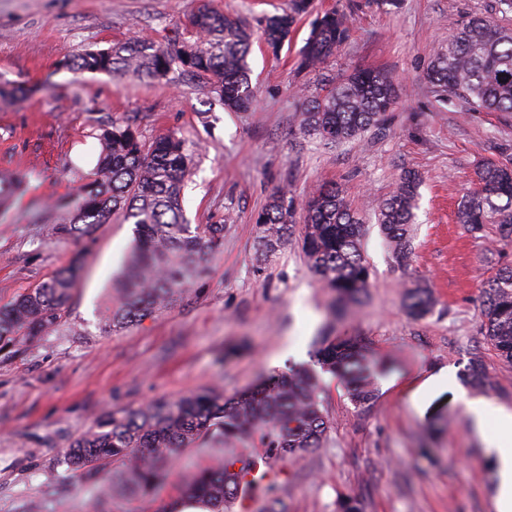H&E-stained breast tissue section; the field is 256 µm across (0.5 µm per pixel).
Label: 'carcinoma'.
Segmentation results:
<instances>
[{
	"instance_id": "obj_1",
	"label": "carcinoma",
	"mask_w": 512,
	"mask_h": 512,
	"mask_svg": "<svg viewBox=\"0 0 512 512\" xmlns=\"http://www.w3.org/2000/svg\"><path fill=\"white\" fill-rule=\"evenodd\" d=\"M312 9V0H288L281 12L265 16L261 23L265 48L279 53ZM186 26L193 34L190 40L174 39L164 45L131 40L87 50L65 60L64 67L74 74L185 73L217 93L225 110L250 106L255 92L247 57L253 31L247 20L207 6L191 13ZM348 35L345 14L328 10L317 15L298 68L321 72ZM425 80L435 92L474 111L511 115L512 29L487 16L462 21L434 51ZM29 93L22 84L0 81L1 102L20 101ZM399 96V85L379 70L355 68L339 78H323L303 99L296 135L336 144L359 139L384 121ZM100 137L105 151L96 165L98 179L82 190L75 221L51 224L48 230L56 236L85 238L94 225L116 211L136 224V247L113 285V305L107 307L103 321L108 329L127 328L194 285L209 257L224 245V225L186 223L181 194L190 158L176 134L148 142L131 125L113 123L102 129ZM25 180L22 172L0 170V206L23 188ZM477 181L479 189L458 208V222L472 233L497 224L500 238L512 241V163L484 164ZM420 186V175L408 170L374 208L380 231L401 264L414 254L411 226ZM295 227L294 200L281 189L256 219L264 255L274 253ZM363 235L360 211L340 187L326 185L306 202L301 251L331 293L332 308L339 314L361 301L369 286ZM80 270L75 256L49 280L19 294L9 310L0 311V352L15 353L61 324ZM404 303L415 318L427 316L434 305L430 290L420 284L406 291ZM481 314L490 345L512 363V267L484 283ZM386 370L383 363L369 359L361 339L336 341L327 336L312 363L290 365L232 397L205 388L177 399L102 412L66 449L61 463L82 472L95 496L107 500L118 489L133 494L154 490L166 479L173 457L187 448L217 444L220 452L181 485V497L208 512H224V505L255 494L275 505L277 481L257 469L248 447L261 449L273 461L319 447L330 424L320 398L322 374L340 377L350 401L368 407L377 396V377ZM468 380L475 388L490 385L481 360L471 362ZM105 459L123 467L117 479L98 477L99 463Z\"/></svg>"
}]
</instances>
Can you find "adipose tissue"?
<instances>
[{"instance_id": "adipose-tissue-1", "label": "adipose tissue", "mask_w": 512, "mask_h": 512, "mask_svg": "<svg viewBox=\"0 0 512 512\" xmlns=\"http://www.w3.org/2000/svg\"><path fill=\"white\" fill-rule=\"evenodd\" d=\"M446 392L464 401L476 431L487 447L495 451V509L496 512H512V454L507 451L512 445V410L501 408L493 412L484 399L465 396L453 376L444 369L414 385L410 398L422 411L433 398Z\"/></svg>"}]
</instances>
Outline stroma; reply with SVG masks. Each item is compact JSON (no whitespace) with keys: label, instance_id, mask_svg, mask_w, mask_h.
Instances as JSON below:
<instances>
[{"label":"stroma","instance_id":"obj_1","mask_svg":"<svg viewBox=\"0 0 512 512\" xmlns=\"http://www.w3.org/2000/svg\"><path fill=\"white\" fill-rule=\"evenodd\" d=\"M205 4L254 24L287 0H0V78L33 89L0 103V169L28 178L0 214V310L74 254L83 257L61 325L19 354H0V512H159L179 499L184 464L206 463L202 450L187 449L154 494L120 493L105 504L61 464L63 451L105 410L203 387L233 396L287 363L309 362L324 336L364 339L387 360L394 384L360 408L339 379L324 375L327 436L273 465L286 512H337L344 497L364 512H495L494 466L463 408L444 395L419 416L398 384L448 367L464 387L467 364L478 358L493 382L482 398L491 409L512 410V364L488 343L480 316L486 279L512 265V241L501 240L494 224L468 232L456 217L478 168L512 160V116L442 102L424 79L434 49L463 19L483 14L511 28L512 9L500 0H314L315 12L349 18V36L326 74L379 69L401 88L381 128L340 145L296 137L299 91L318 79L296 68L307 18L279 54L254 41L248 64L256 99L244 112L225 111L210 89L176 73L76 75L62 66L84 50L133 38L166 43ZM113 122L133 125L149 142L183 137L192 154L184 215L224 227L223 248L192 289L117 331L101 321L134 245V224L117 212L78 241L43 230L68 223L78 188L94 178L100 129ZM407 169L423 183L414 255L402 266L373 206ZM326 183L341 185L360 208L371 267L362 303L336 319L297 237L267 258L255 224L276 190L288 189L301 206ZM418 283L434 298L421 319L403 305L406 286ZM236 344L241 352L225 358Z\"/></svg>","mask_w":512,"mask_h":512}]
</instances>
